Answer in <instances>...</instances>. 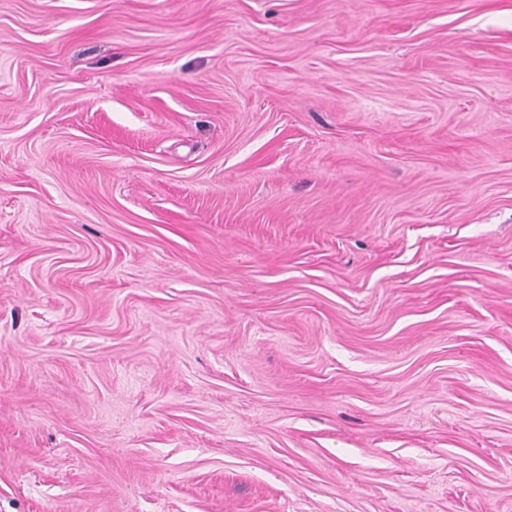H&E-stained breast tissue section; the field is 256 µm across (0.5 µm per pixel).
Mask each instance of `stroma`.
<instances>
[{
  "label": "stroma",
  "mask_w": 512,
  "mask_h": 512,
  "mask_svg": "<svg viewBox=\"0 0 512 512\" xmlns=\"http://www.w3.org/2000/svg\"><path fill=\"white\" fill-rule=\"evenodd\" d=\"M0 512H512V0H0Z\"/></svg>",
  "instance_id": "1"
}]
</instances>
